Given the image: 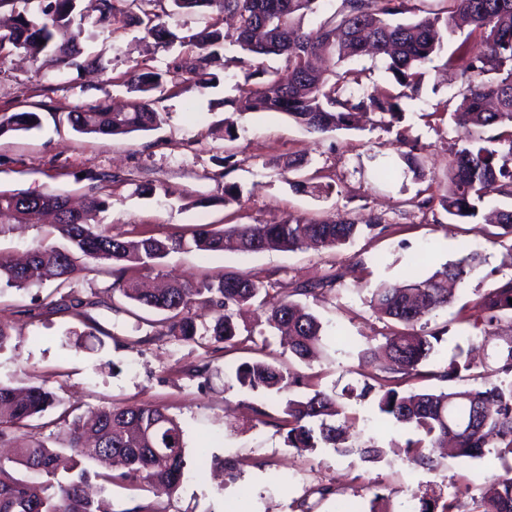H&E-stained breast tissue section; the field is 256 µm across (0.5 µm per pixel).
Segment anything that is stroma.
<instances>
[{
	"label": "stroma",
	"instance_id": "1",
	"mask_svg": "<svg viewBox=\"0 0 512 512\" xmlns=\"http://www.w3.org/2000/svg\"><path fill=\"white\" fill-rule=\"evenodd\" d=\"M98 0H81L80 48L95 59L94 68L61 70L51 57L30 63L18 55L0 59V116L34 112L40 128L0 135V191L57 192L73 201L95 195L110 198L99 212L100 228L135 239L163 237L196 224L331 222L350 218L377 223V230L338 249L296 252L227 251L206 256L195 250L170 254L162 270L169 277L199 282L232 271L274 283L267 304L244 312L242 324L267 360L289 364L300 376L289 396L229 387L247 350H227L209 337L184 342L167 337L160 313L129 304L114 290L115 275L89 261L79 262L69 281L83 298H100L84 314L52 307L54 285L0 288V323L12 338L0 351V383L42 385L77 404L81 412L113 405L149 402L181 425L188 467L172 494L148 485L109 490L114 512H336L340 499L357 497L364 512H417L418 497L458 498L463 507L480 499L485 486L503 475L494 449L466 461L447 457L430 471L410 466L401 450L411 429L383 423L372 402L348 399L356 422L350 441L374 442L385 455L363 460L358 453L331 448L300 451L289 447L278 426L287 397H299L307 383L325 391L362 385L378 365L360 361L354 348L384 341L385 323L369 304L377 284L407 281L416 258L430 267L454 261L470 250L481 251V266L457 285L455 300L431 314L430 327L447 326L439 355L423 369V387L439 390L435 373L461 349H473L484 361L498 342L484 327L456 320L460 305L477 299L512 277V241L495 237L481 219L450 220L438 203L449 188L448 148L460 140L449 110L466 90L459 72L444 69V57L429 63V75L417 95L401 97V122L385 127L376 113L356 127L312 134L281 113H236L239 68L213 65L208 87L184 76L167 81L154 107L165 115L158 129L123 136H97L73 130L68 115L94 104L110 108L130 98V71L163 73L186 56L189 46L162 45L133 25L120 29L98 23ZM418 159V172L384 182L377 171L400 164L401 152ZM303 178L307 191L291 188ZM150 184L154 196L136 194ZM232 187L237 199H225ZM434 201L418 205L419 191ZM43 224H0V253L21 256L47 236ZM343 278L318 297L304 298L326 330L319 358L292 363L266 318L283 295L280 282H315L334 273ZM263 409L251 419L249 405ZM205 463H198L199 453ZM331 487L328 496L316 489Z\"/></svg>",
	"mask_w": 512,
	"mask_h": 512
}]
</instances>
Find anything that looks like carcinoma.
<instances>
[{
    "instance_id": "1",
    "label": "carcinoma",
    "mask_w": 512,
    "mask_h": 512,
    "mask_svg": "<svg viewBox=\"0 0 512 512\" xmlns=\"http://www.w3.org/2000/svg\"><path fill=\"white\" fill-rule=\"evenodd\" d=\"M38 2L40 21L29 18L28 10L16 13L13 27L0 33V58L22 50L32 60L51 53L63 68H85L92 60L79 61L78 38L73 29L78 0H0V8ZM154 5L138 13L116 8L117 0H99L98 22L112 21L137 25L159 44L176 40L195 49L173 67L177 76L200 77L213 63L240 68L244 84L236 111L278 112L313 133H326L351 126L359 112L389 117L387 124L401 122L398 103L401 95L388 91L362 97L352 95L351 86L361 83L362 71L347 68L326 73L315 68L318 55L336 54L342 62L364 55L388 59V71L396 84L417 94L427 76V63L440 55L444 42L456 30L470 31L453 50L445 65L455 66L466 77L467 88L454 112L456 125L466 134L467 145L451 146L449 171L452 188L440 204L448 217L468 221L477 217L491 195L512 198V0H440L444 7L418 19H407L411 0H343L342 10L317 28L307 30L304 20L317 12L322 0H131ZM174 11L202 14L200 25L183 36L171 31L164 20ZM237 17L235 43L242 56L225 59L219 49L226 35L220 15ZM276 56L288 68V80L268 68L260 58ZM127 85L137 94L129 109L109 112L94 106L69 114L75 130L101 136L125 135L152 130L164 121L154 109L153 93L162 87L161 75L147 69L129 74ZM40 125L35 112L0 117V135L6 131H29ZM491 131L486 139L471 136L473 130ZM504 146L498 150L481 141ZM107 202L90 196L84 208L74 211L60 193L0 192V220L32 222L52 212L56 222L49 235L65 245L40 242L23 263L0 254V287L29 285L66 286L80 259L92 260L118 274L116 285L123 297L141 308L166 314V335L178 341H193L203 334L216 343L234 346L253 340L240 333L235 315L261 293L267 284L257 277L226 272L201 283L175 281L150 291L138 281L123 278L131 266L153 269L159 260L176 250L194 249L203 253L224 251L233 242L241 252L268 250L296 251L314 243L320 247H341L374 224H358L351 219L332 223L305 224L286 218L273 224H234L217 229L197 225L189 232L164 238L154 236L124 240L95 230L90 215ZM498 237L512 239V209L496 213ZM484 262L477 251L447 262L431 273L418 272L404 285L381 283L373 289L370 303L381 317L392 322L385 343L367 345L358 352L360 360L383 356L382 374L359 389L343 388L341 394L315 390L301 399L287 398L281 426L287 429L288 446L300 450L322 444L338 452L350 451L345 444L346 429L352 422L340 398L353 395L373 397L378 412L395 426L412 428L417 437L406 443L407 462L435 470L442 462L433 450L450 441L455 456L476 458L484 449L496 448L506 475L490 483L470 512H512V379L489 380V372H473L464 351L456 353L439 373L447 380H471L466 388L450 387L429 391L415 387L422 377L420 367L439 353L438 346L448 328L429 329L422 318L452 301L448 282L462 283ZM340 275L307 284L289 282L281 286L283 302L272 310L269 326L283 336L292 358L301 362L319 357L324 346L319 318L297 304L295 296H317L334 288ZM512 277L464 305L460 321L483 322L495 327L503 315H512ZM102 301L81 299L63 293L53 303L57 311L92 308ZM215 312L213 324L199 329L194 310ZM491 359L495 373H512V334L500 336ZM234 382L251 391L286 393L295 384L293 375L281 365L254 359L238 365ZM59 404L42 386L23 389L0 383V443L12 447L0 455V512H104L99 502L88 496L85 485L89 471L85 462L111 459L121 472L102 476L107 484L145 482L166 491L175 490L187 468L183 432L164 409L139 403L98 409L87 418L76 417L68 444L52 447L35 436H20L34 417ZM39 476L30 481L16 475L18 468Z\"/></svg>"
}]
</instances>
